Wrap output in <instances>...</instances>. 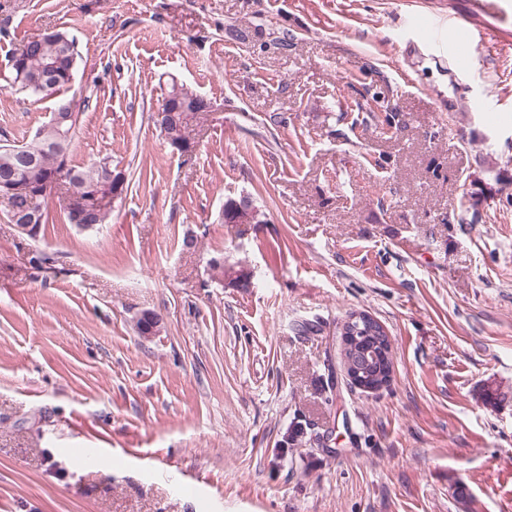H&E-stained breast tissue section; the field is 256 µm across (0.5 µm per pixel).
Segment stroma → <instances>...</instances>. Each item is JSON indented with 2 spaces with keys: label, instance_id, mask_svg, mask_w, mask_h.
Returning a JSON list of instances; mask_svg holds the SVG:
<instances>
[{
  "label": "stroma",
  "instance_id": "stroma-1",
  "mask_svg": "<svg viewBox=\"0 0 512 512\" xmlns=\"http://www.w3.org/2000/svg\"><path fill=\"white\" fill-rule=\"evenodd\" d=\"M54 29L72 163L129 187L94 230L49 197L33 239L0 197V512H512V0H0L11 141L53 102L6 62ZM174 77L211 104L188 159L153 122ZM243 194L264 223H222ZM355 310L392 340L376 393L343 378Z\"/></svg>",
  "mask_w": 512,
  "mask_h": 512
}]
</instances>
